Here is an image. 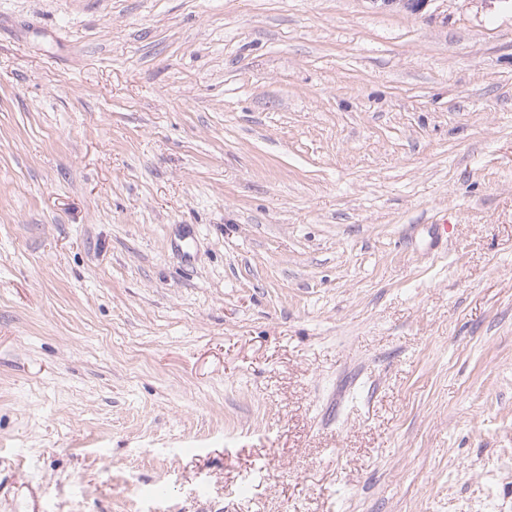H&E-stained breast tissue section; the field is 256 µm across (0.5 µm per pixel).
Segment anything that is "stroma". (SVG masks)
<instances>
[{
  "mask_svg": "<svg viewBox=\"0 0 512 512\" xmlns=\"http://www.w3.org/2000/svg\"><path fill=\"white\" fill-rule=\"evenodd\" d=\"M0 512H512V0H0Z\"/></svg>",
  "mask_w": 512,
  "mask_h": 512,
  "instance_id": "1",
  "label": "stroma"
}]
</instances>
